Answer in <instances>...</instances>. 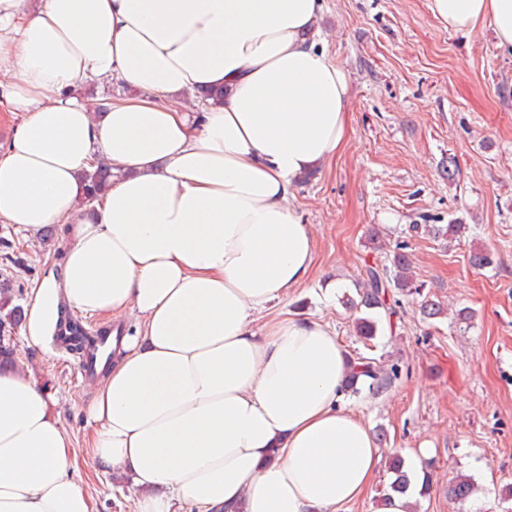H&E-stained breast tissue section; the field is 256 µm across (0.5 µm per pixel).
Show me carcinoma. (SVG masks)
<instances>
[{
    "mask_svg": "<svg viewBox=\"0 0 512 512\" xmlns=\"http://www.w3.org/2000/svg\"><path fill=\"white\" fill-rule=\"evenodd\" d=\"M86 194L83 199L87 202L97 199L101 193L112 183V165L101 160L97 161V168L83 176ZM460 224H414L412 230L417 232L423 230L436 238L452 240L461 232ZM407 245H397L391 257V267L369 265L365 269V277L358 285L357 293L360 297V305L368 310L384 309L388 315L396 314L395 308L387 302V298L393 296L394 292L408 291L418 296L423 295L420 286L413 281L410 274V256L406 252ZM24 285L7 289V294L0 297V363L15 365L14 359V329L21 317L20 307L10 306L12 299L23 296ZM69 329L73 331V344L69 346L72 356L79 358L83 356L86 342L91 340L88 331L82 320L69 316L65 320ZM379 321L371 316H364L355 319L354 328L356 333L366 340H371L378 332ZM398 367L383 365L374 358L360 357L350 363L349 376L346 380L344 390L357 394L360 389H367L368 393L378 396L387 390L393 381L398 377ZM389 470L394 479L385 490V495L402 492L407 486L406 474L404 472V459L401 455L394 453L389 460Z\"/></svg>",
    "mask_w": 512,
    "mask_h": 512,
    "instance_id": "obj_1",
    "label": "carcinoma"
}]
</instances>
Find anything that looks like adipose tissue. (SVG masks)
I'll return each mask as SVG.
<instances>
[{"mask_svg":"<svg viewBox=\"0 0 512 512\" xmlns=\"http://www.w3.org/2000/svg\"><path fill=\"white\" fill-rule=\"evenodd\" d=\"M444 29L491 26L512 49V0H427ZM324 0H0V220L67 227L62 273L32 287L42 344L59 299L141 335L120 343L87 410L90 455L140 488L137 512H340L381 460L341 407L347 353L330 326L271 314L316 244L299 178L344 145L350 87L307 40ZM134 93L94 121L83 84ZM223 88L224 102L181 98ZM112 185L91 204L79 176ZM54 399L0 374V512H92ZM97 166L82 177L86 189L83 199L87 202L97 199L112 183V165L99 160Z\"/></svg>","mask_w":512,"mask_h":512,"instance_id":"1","label":"adipose tissue"}]
</instances>
